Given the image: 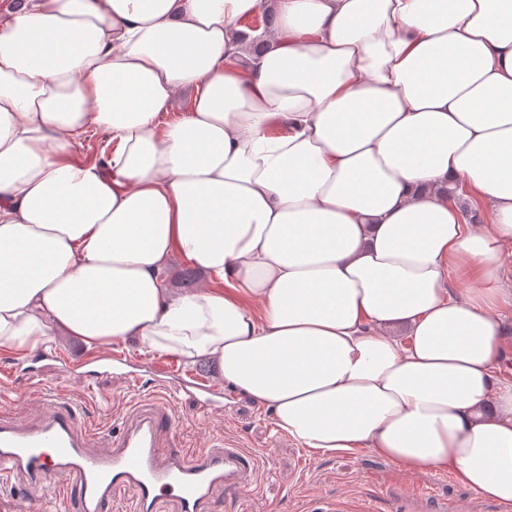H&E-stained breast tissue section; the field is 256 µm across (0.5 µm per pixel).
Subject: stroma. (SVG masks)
Here are the masks:
<instances>
[{"label":"stroma","instance_id":"stroma-1","mask_svg":"<svg viewBox=\"0 0 512 512\" xmlns=\"http://www.w3.org/2000/svg\"><path fill=\"white\" fill-rule=\"evenodd\" d=\"M49 346L74 360V367L50 365L32 355L20 358L0 349V372L11 369L22 376L41 370L82 407L83 425L105 441L117 433L128 407L150 396L148 382L157 363L166 359L165 354L126 343L122 346L125 364L89 381L77 365L88 356L82 344L54 335ZM185 369L228 397L222 411L201 418L183 394H162V401L180 417L187 441L200 448L231 443L258 454L264 467L260 480L250 488L217 491L211 512H323L327 504L334 505L335 512H512V504L479 496L447 472L408 475L390 460L366 450L319 455L277 429L268 409L224 385L205 362L186 364ZM131 371L142 381L135 390L126 383ZM0 512H69V505L31 487L20 496L0 487Z\"/></svg>","mask_w":512,"mask_h":512}]
</instances>
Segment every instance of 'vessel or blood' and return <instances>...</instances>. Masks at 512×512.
<instances>
[{
	"instance_id": "vessel-or-blood-1",
	"label": "vessel or blood",
	"mask_w": 512,
	"mask_h": 512,
	"mask_svg": "<svg viewBox=\"0 0 512 512\" xmlns=\"http://www.w3.org/2000/svg\"><path fill=\"white\" fill-rule=\"evenodd\" d=\"M187 385L201 413L222 408L208 383L193 378ZM181 440L171 407L138 401L119 435L94 447L77 405L46 393L38 422L0 415V482L37 486L65 474L61 494L77 512H112L119 492L129 497L128 512H208L217 488L237 490L257 481L256 453L230 444L197 452Z\"/></svg>"
}]
</instances>
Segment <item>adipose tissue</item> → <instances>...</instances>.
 Returning a JSON list of instances; mask_svg holds the SVG:
<instances>
[{
    "instance_id": "1",
    "label": "adipose tissue",
    "mask_w": 512,
    "mask_h": 512,
    "mask_svg": "<svg viewBox=\"0 0 512 512\" xmlns=\"http://www.w3.org/2000/svg\"><path fill=\"white\" fill-rule=\"evenodd\" d=\"M265 11L276 26L242 37ZM185 90L190 114L161 124ZM92 130L112 153L80 160ZM177 256L207 282L168 288ZM507 256L512 0L0 15L1 348L55 330L204 360L304 447L512 504Z\"/></svg>"
}]
</instances>
